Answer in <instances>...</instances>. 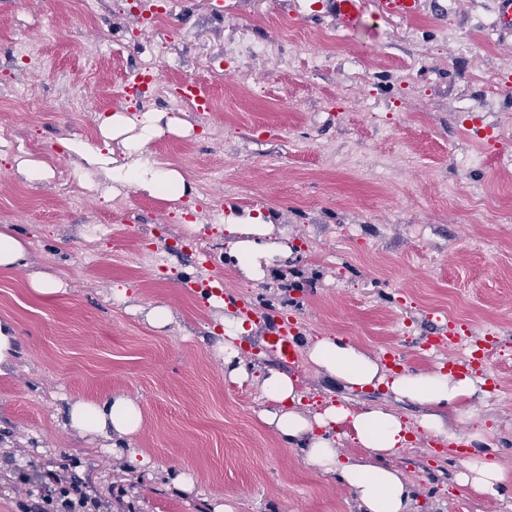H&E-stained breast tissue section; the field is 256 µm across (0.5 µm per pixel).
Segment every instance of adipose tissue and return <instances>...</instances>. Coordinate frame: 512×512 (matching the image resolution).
Returning <instances> with one entry per match:
<instances>
[{
	"label": "adipose tissue",
	"mask_w": 512,
	"mask_h": 512,
	"mask_svg": "<svg viewBox=\"0 0 512 512\" xmlns=\"http://www.w3.org/2000/svg\"><path fill=\"white\" fill-rule=\"evenodd\" d=\"M181 129L179 118L165 119L155 112L102 113L98 116L102 146L72 138L60 139L58 145L60 151L79 158L82 173H99L118 186L176 201L191 191L184 175L177 168L151 160L145 150L161 131L177 133ZM110 141L123 146L126 162H118L107 149ZM225 230L232 237L230 246L237 264L249 278H261L265 266L286 255L285 246L272 238L273 224H256L247 217L226 225ZM222 325L224 334L217 349L224 360V379L244 384L252 375L244 365L241 347L251 330L245 320L235 316L225 317ZM305 356L319 372L344 389H383L397 401L424 406L426 412L411 424L395 411L378 405L354 407L344 398L328 399L312 408L303 403L297 377L271 367L260 378L265 403L259 413L261 421L277 438L298 449L305 463L317 472L339 475L352 489L358 512H413L408 480L387 459L411 447L415 434L420 432L451 440L449 419L462 422L473 417L469 401L477 391L476 379L441 368L393 374L380 357L363 345L334 336L309 339ZM142 423L140 405L123 393L100 401L73 400L65 414L66 428L82 436L109 439L113 453L127 456L133 464L138 461V452L132 439ZM345 438L355 445V452H340L339 444ZM469 442L473 451L461 460L457 476L460 485L494 496L512 484V471L483 454L487 444L484 434H470Z\"/></svg>",
	"instance_id": "1"
}]
</instances>
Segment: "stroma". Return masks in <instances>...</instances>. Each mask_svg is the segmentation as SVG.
<instances>
[{"instance_id": "obj_1", "label": "stroma", "mask_w": 512, "mask_h": 512, "mask_svg": "<svg viewBox=\"0 0 512 512\" xmlns=\"http://www.w3.org/2000/svg\"><path fill=\"white\" fill-rule=\"evenodd\" d=\"M124 2L96 0L87 20L74 0H0V225L64 283L46 299L26 271L0 272V318L18 336L15 366L0 376V512H18L20 472L35 479L67 460L99 512H358L339 478L305 465L260 421L258 385L225 383L215 352L223 298L261 316L244 354L258 375L279 364L263 338L283 317L298 347L344 336L400 352L409 368L480 346L474 417L455 431L483 429L512 470V37L494 27L495 0H420L413 18L357 32L338 28L327 0H162L172 20L162 30ZM47 16L53 69L19 70L9 36L42 42ZM240 44L257 54L232 57ZM146 64L197 81L210 100L207 112L171 97L146 106L182 121V134L147 151L193 192L170 202L127 189L118 208L111 182L92 174L90 196L75 198L81 177L58 139L99 143L98 114L131 112L122 79ZM31 82L42 104L16 109L14 91ZM77 93L88 101L81 115L66 110ZM44 157L48 179L17 174V159ZM205 191L225 219L271 216L287 258L262 279L242 276L223 225L199 218ZM475 196L488 211L472 210ZM139 301L166 303L175 322L151 328L131 309ZM288 371L310 403L345 396L412 423L423 413L378 389L346 392L303 358ZM116 391L142 408L133 445L148 467L125 469L106 440L62 425L70 401ZM390 463L411 482L416 512H512V490L487 497L459 485L438 439ZM182 473L194 493L178 490Z\"/></svg>"}]
</instances>
